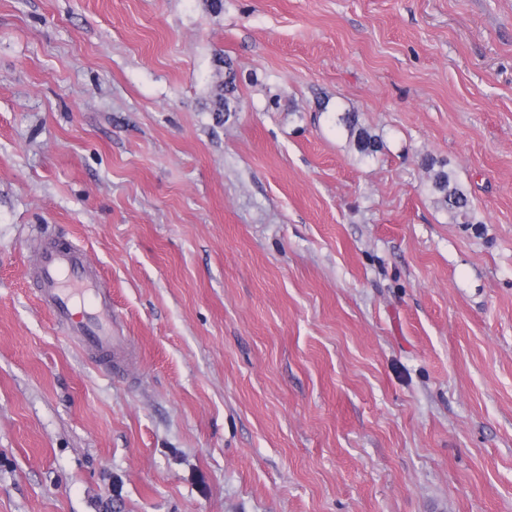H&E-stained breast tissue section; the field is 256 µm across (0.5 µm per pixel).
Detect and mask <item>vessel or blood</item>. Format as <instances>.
Instances as JSON below:
<instances>
[{
	"instance_id": "obj_1",
	"label": "vessel or blood",
	"mask_w": 512,
	"mask_h": 512,
	"mask_svg": "<svg viewBox=\"0 0 512 512\" xmlns=\"http://www.w3.org/2000/svg\"><path fill=\"white\" fill-rule=\"evenodd\" d=\"M34 276L56 321L85 348L111 359L112 308L101 300L100 278L85 253L73 242H54L44 249Z\"/></svg>"
}]
</instances>
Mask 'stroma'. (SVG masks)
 Here are the masks:
<instances>
[{"label":"stroma","mask_w":512,"mask_h":512,"mask_svg":"<svg viewBox=\"0 0 512 512\" xmlns=\"http://www.w3.org/2000/svg\"><path fill=\"white\" fill-rule=\"evenodd\" d=\"M0 512H512V0H0ZM336 124L348 131L349 142L361 158L373 156L381 148L378 136L365 128L354 112L337 113ZM422 167L428 175V188L435 196V202L448 212L454 222L473 224L472 199L467 190L458 183L447 162L438 161L433 157L425 158ZM34 276L40 299L56 321L77 336L86 349L111 361L117 341L112 336V307L100 299L104 294L100 277L92 272L85 253L72 241H55L42 252ZM76 297L84 305L80 320H75L73 314Z\"/></svg>","instance_id":"stroma-1"}]
</instances>
